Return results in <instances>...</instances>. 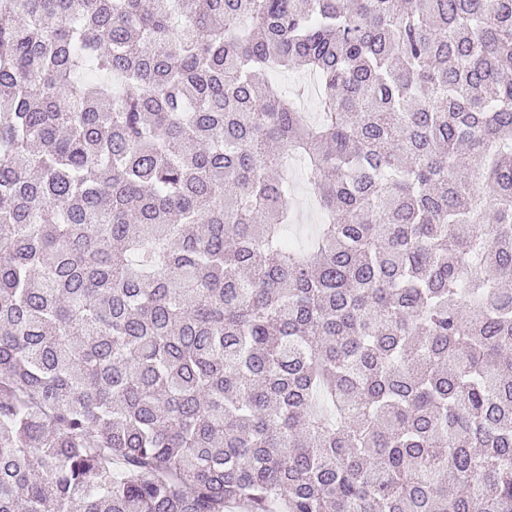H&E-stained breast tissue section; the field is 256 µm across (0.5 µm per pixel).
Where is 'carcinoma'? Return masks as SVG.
I'll return each mask as SVG.
<instances>
[{"label":"carcinoma","instance_id":"obj_1","mask_svg":"<svg viewBox=\"0 0 512 512\" xmlns=\"http://www.w3.org/2000/svg\"><path fill=\"white\" fill-rule=\"evenodd\" d=\"M233 505L512 512V0H0V512ZM305 219L302 223H299L298 213L296 223L290 227L289 235L298 245L306 247L309 242V237L312 230V224H318L320 222V214L317 215L312 209L304 202Z\"/></svg>","mask_w":512,"mask_h":512}]
</instances>
